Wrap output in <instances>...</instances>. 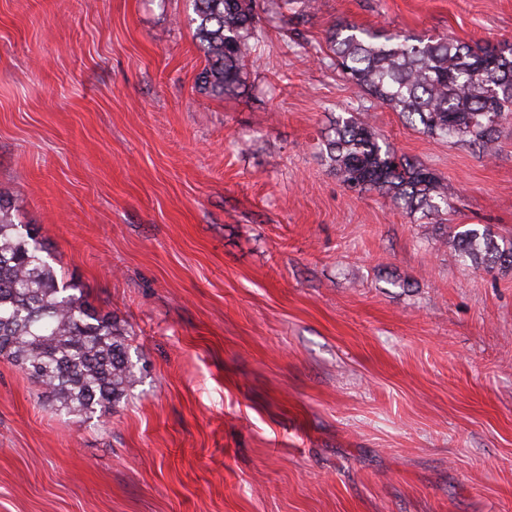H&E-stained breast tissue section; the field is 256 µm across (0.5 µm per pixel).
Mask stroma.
<instances>
[{
	"instance_id": "stroma-1",
	"label": "stroma",
	"mask_w": 512,
	"mask_h": 512,
	"mask_svg": "<svg viewBox=\"0 0 512 512\" xmlns=\"http://www.w3.org/2000/svg\"><path fill=\"white\" fill-rule=\"evenodd\" d=\"M264 0L238 94L199 91L187 0H0V198L141 379L106 421L58 414L0 358V512H512V240L497 153L355 89L337 22L512 45V0ZM448 185L447 219L349 192L338 113ZM451 243L464 261L487 271L512 268V245L502 241L487 229L477 227L456 231Z\"/></svg>"
}]
</instances>
